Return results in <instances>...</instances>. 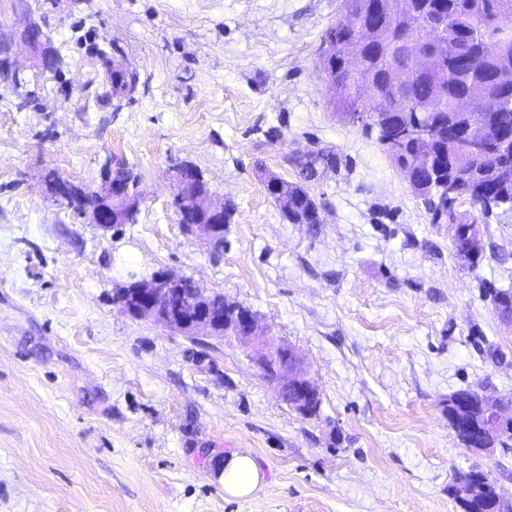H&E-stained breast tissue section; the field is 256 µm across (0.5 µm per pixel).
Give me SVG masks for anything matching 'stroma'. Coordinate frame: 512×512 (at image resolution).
I'll list each match as a JSON object with an SVG mask.
<instances>
[{"label": "stroma", "mask_w": 512, "mask_h": 512, "mask_svg": "<svg viewBox=\"0 0 512 512\" xmlns=\"http://www.w3.org/2000/svg\"><path fill=\"white\" fill-rule=\"evenodd\" d=\"M343 0H0V512H460L455 473L512 498V451L476 453L448 424L454 392L512 396V326L485 284L512 288V212L480 220L478 267L457 260L374 133L336 119L319 68ZM38 24L62 58L34 67ZM139 76L104 96L105 61ZM306 183L317 224H291L268 177ZM139 176L138 220L105 229L44 177L97 190L107 159ZM234 207L217 253L186 234L172 163ZM173 273L249 307L321 392L294 412L256 343L187 337L123 312L130 278ZM203 352L216 372L200 367ZM251 454L262 486L215 478ZM24 31L27 32L25 34V39L23 38V40L29 47L35 66H38L41 69H46L45 61L52 53L43 44L40 35H37V31L41 33L40 28L34 24L27 27ZM224 492L234 497L252 495L262 483V474L251 454L242 451L224 457L223 468L218 473Z\"/></svg>", "instance_id": "35a3bbf8"}]
</instances>
